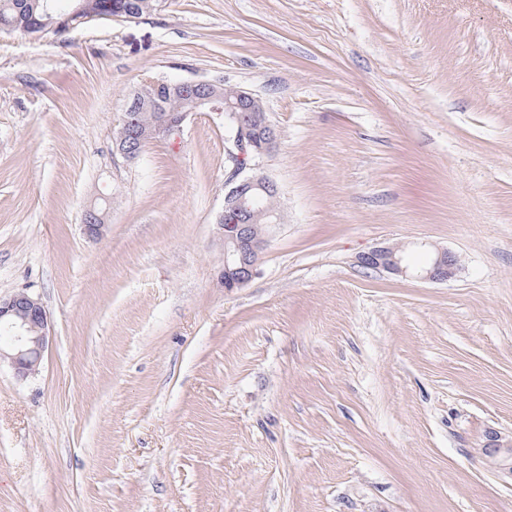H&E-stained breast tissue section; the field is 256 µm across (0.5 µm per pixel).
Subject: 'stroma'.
<instances>
[{"label":"stroma","instance_id":"obj_1","mask_svg":"<svg viewBox=\"0 0 512 512\" xmlns=\"http://www.w3.org/2000/svg\"><path fill=\"white\" fill-rule=\"evenodd\" d=\"M260 97L281 196L226 288L224 115L126 162L145 78ZM102 206L107 231L81 219ZM456 253L455 276L362 267ZM0 512H512V0H158L0 32ZM403 261L400 250L394 247L373 248L358 257V262L363 267L370 269L383 268L397 274H403L407 271ZM0 328L10 336L0 346V366L7 362L21 380L35 374L49 343L48 314L39 299L26 292L0 299ZM512 439L503 441L497 432H489L486 441L481 446L482 454L492 452L502 457L499 468L512 475Z\"/></svg>","mask_w":512,"mask_h":512}]
</instances>
